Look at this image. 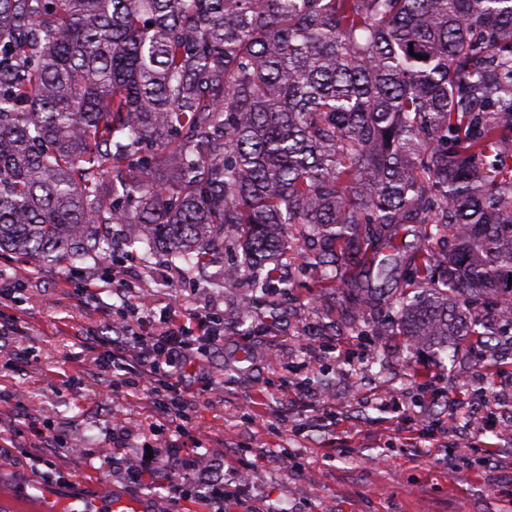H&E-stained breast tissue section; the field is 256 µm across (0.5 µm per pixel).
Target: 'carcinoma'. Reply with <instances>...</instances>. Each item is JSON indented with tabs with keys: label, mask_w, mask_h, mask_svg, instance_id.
Returning a JSON list of instances; mask_svg holds the SVG:
<instances>
[{
	"label": "carcinoma",
	"mask_w": 512,
	"mask_h": 512,
	"mask_svg": "<svg viewBox=\"0 0 512 512\" xmlns=\"http://www.w3.org/2000/svg\"><path fill=\"white\" fill-rule=\"evenodd\" d=\"M113 224L193 268L235 234L260 292L298 225L354 315L403 266L402 335L489 345L512 0H0V250L105 260Z\"/></svg>",
	"instance_id": "carcinoma-1"
}]
</instances>
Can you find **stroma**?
<instances>
[{"instance_id": "obj_1", "label": "stroma", "mask_w": 512, "mask_h": 512, "mask_svg": "<svg viewBox=\"0 0 512 512\" xmlns=\"http://www.w3.org/2000/svg\"><path fill=\"white\" fill-rule=\"evenodd\" d=\"M114 266L130 300L173 307L178 314L224 318V344L205 357L189 382L200 398L186 447L224 451L227 487H248L245 504L227 512H507L496 491L512 483V432H496L476 413L478 397L493 398L497 417H512L499 380L512 377V326L494 346L453 341L448 349H415L399 335L396 314L369 307L368 322L384 335L357 331L339 291L320 287L317 274L293 254L282 260L283 282L264 295L247 278L228 280L235 257L225 239L203 271L171 262L161 251L128 246L121 225L111 229ZM112 269L96 260L36 263L0 251V289L22 287L19 300L0 302V319L18 317L25 357L8 363L0 352V435L16 437L17 455L36 445L29 424L52 413L66 448L51 457L62 481L43 483L26 464L0 467V489L37 498L105 503L115 496L159 505L150 491L119 482L82 448H108L113 428L134 424L129 440L141 454L156 416L144 390L113 387L84 339L104 335ZM101 287L98 296L87 285ZM494 442L490 474L448 466V446L475 457V443Z\"/></svg>"}]
</instances>
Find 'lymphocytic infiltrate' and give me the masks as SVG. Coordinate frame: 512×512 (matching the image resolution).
I'll list each match as a JSON object with an SVG mask.
<instances>
[{
    "label": "lymphocytic infiltrate",
    "mask_w": 512,
    "mask_h": 512,
    "mask_svg": "<svg viewBox=\"0 0 512 512\" xmlns=\"http://www.w3.org/2000/svg\"><path fill=\"white\" fill-rule=\"evenodd\" d=\"M109 333L96 337L95 346L107 349L100 360L103 371L116 373L135 370L138 384L149 396L153 411L159 416L164 434L162 445L152 458L120 456L131 430L120 426L113 433L114 447L86 448L87 459L108 458L119 478L129 486L165 491L167 500H196L207 512H224L229 496L224 491V453L213 450L210 465L201 468L198 454L181 448L179 436L198 400L187 386L201 356L221 340L219 330L208 316L193 315L184 320L175 310L156 315L152 307L122 304L113 309Z\"/></svg>",
    "instance_id": "f902f5d3"
}]
</instances>
